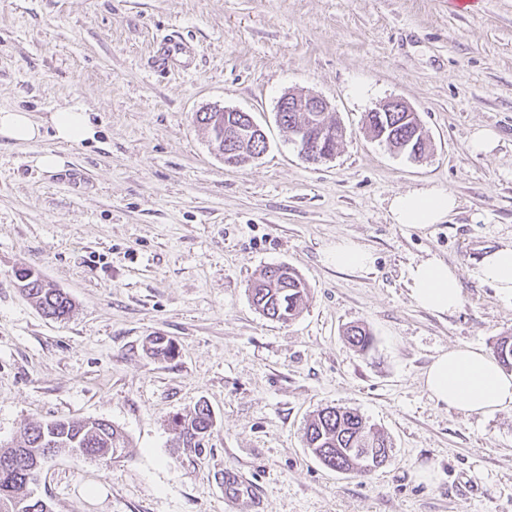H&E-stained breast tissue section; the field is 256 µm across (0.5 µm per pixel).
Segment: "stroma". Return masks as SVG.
<instances>
[{"mask_svg":"<svg viewBox=\"0 0 512 512\" xmlns=\"http://www.w3.org/2000/svg\"><path fill=\"white\" fill-rule=\"evenodd\" d=\"M169 35L190 43V69L153 58ZM288 91L330 103L344 129L332 160L290 142L276 118ZM393 98L431 141L423 162L365 130ZM78 105L95 140H0V445L67 418L130 442L117 462L50 460L34 494L52 512H227L228 469L261 512H512V410L469 416L423 385L438 354L512 336V301L473 273L512 243V0H0V109ZM215 106L250 113L264 154L226 166L196 121ZM480 127L500 137L491 154L468 148ZM47 150L61 169L36 166ZM434 185L458 201L442 223L392 222L394 194ZM339 237L373 266H329ZM430 256L460 274L453 313L409 297L408 266ZM277 264L309 288L288 323L247 292ZM24 270L70 296L67 318L21 293ZM356 323L368 353L345 340ZM156 336L173 358L150 356ZM203 402L214 426L195 454L170 420ZM325 406L380 429L388 461L365 476L324 466L303 433ZM221 485L224 487V499L227 503L235 504L248 498L254 507H259L260 499L254 486L244 481L237 472L225 471Z\"/></svg>","mask_w":512,"mask_h":512,"instance_id":"stroma-1","label":"stroma"}]
</instances>
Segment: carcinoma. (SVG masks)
I'll list each match as a JSON object with an SVG mask.
<instances>
[{"label": "carcinoma", "instance_id": "obj_1", "mask_svg": "<svg viewBox=\"0 0 512 512\" xmlns=\"http://www.w3.org/2000/svg\"><path fill=\"white\" fill-rule=\"evenodd\" d=\"M197 120L209 130L211 142L221 154L226 147L237 151L239 157L266 151L263 139H243L227 146L219 139L226 125L250 126L248 112H199ZM367 128L373 138L410 157L417 150H425L415 118L405 112H370ZM19 279L22 294L46 316L64 319L70 314L73 304L66 293L30 270L21 272ZM249 293L254 306L265 316L287 323L299 315L308 289L293 269L274 265L261 271L249 286ZM345 336L360 352L373 345L372 334L362 325L349 326ZM148 351L153 358H169L174 356L176 347L172 340L157 336L151 340ZM496 358L504 368L512 369V336L498 340ZM171 426L183 444L198 449L213 428L214 418L204 402L190 414L173 417ZM305 438L307 447L320 461L345 472L361 473L375 455L391 451L384 436L353 409L325 407L317 411L306 426ZM128 445L126 434L103 419H64L27 425L19 446L0 448V512H51L49 504L29 490L38 482L46 459L68 452L111 461L125 457Z\"/></svg>", "mask_w": 512, "mask_h": 512}]
</instances>
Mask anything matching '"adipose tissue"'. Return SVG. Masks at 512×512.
<instances>
[{
    "instance_id": "1",
    "label": "adipose tissue",
    "mask_w": 512,
    "mask_h": 512,
    "mask_svg": "<svg viewBox=\"0 0 512 512\" xmlns=\"http://www.w3.org/2000/svg\"><path fill=\"white\" fill-rule=\"evenodd\" d=\"M49 134L61 142L78 143L95 139L97 128L82 108L58 110L40 122L19 109L0 110V140L31 143ZM456 206L453 193L431 186L394 195L389 214L394 223L425 229L442 222ZM475 275L497 288L503 298L512 300V244L487 252ZM406 284L411 300L429 312L448 314L463 302L457 270L436 257L410 265ZM423 381L436 403L469 414L491 416L512 409V374L476 346L457 347L435 357Z\"/></svg>"
}]
</instances>
